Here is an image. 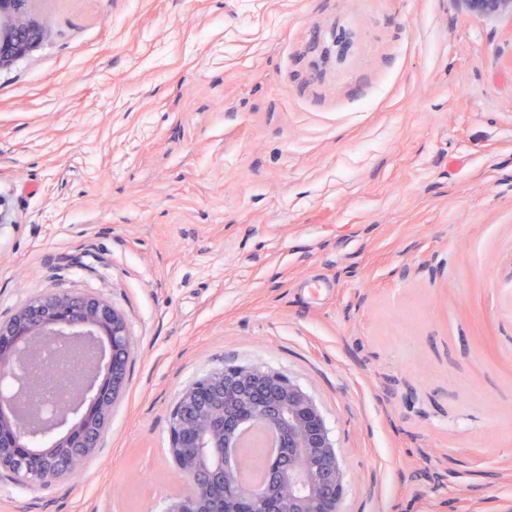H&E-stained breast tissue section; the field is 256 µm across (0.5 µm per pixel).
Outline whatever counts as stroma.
Returning a JSON list of instances; mask_svg holds the SVG:
<instances>
[{"mask_svg":"<svg viewBox=\"0 0 512 512\" xmlns=\"http://www.w3.org/2000/svg\"><path fill=\"white\" fill-rule=\"evenodd\" d=\"M0 70V322L109 302L128 385L0 512H164L180 391L317 402L340 512H512V24L460 0H33ZM330 284L322 296L302 284Z\"/></svg>","mask_w":512,"mask_h":512,"instance_id":"35a3bbf8","label":"stroma"}]
</instances>
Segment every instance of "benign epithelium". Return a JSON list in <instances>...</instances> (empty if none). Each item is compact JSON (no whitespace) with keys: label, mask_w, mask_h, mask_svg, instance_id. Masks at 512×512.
Returning a JSON list of instances; mask_svg holds the SVG:
<instances>
[{"label":"benign epithelium","mask_w":512,"mask_h":512,"mask_svg":"<svg viewBox=\"0 0 512 512\" xmlns=\"http://www.w3.org/2000/svg\"><path fill=\"white\" fill-rule=\"evenodd\" d=\"M31 0H0V68L32 51L47 22L29 18ZM465 10L512 20V0H461ZM63 341L88 350L76 364L72 393L49 418L32 397L46 380L34 365L44 348ZM130 351L123 315L89 296L53 293L31 301L8 323L0 322V468L19 466L47 478L74 474L97 447L112 406L127 385ZM171 458L187 481V495L166 512H337L343 468L316 401L279 372L226 366L186 387L171 410ZM275 429L280 452L267 462L264 490L256 494L236 479L227 461L248 423Z\"/></svg>","instance_id":"benign-epithelium-1"}]
</instances>
